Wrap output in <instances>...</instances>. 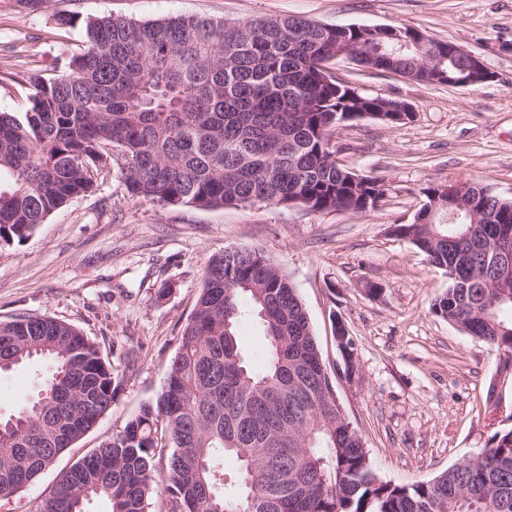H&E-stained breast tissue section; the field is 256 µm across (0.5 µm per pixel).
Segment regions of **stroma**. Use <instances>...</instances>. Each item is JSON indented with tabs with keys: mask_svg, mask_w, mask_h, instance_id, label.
Segmentation results:
<instances>
[{
	"mask_svg": "<svg viewBox=\"0 0 512 512\" xmlns=\"http://www.w3.org/2000/svg\"><path fill=\"white\" fill-rule=\"evenodd\" d=\"M199 15L241 22L296 15L324 25H401L479 56L487 81L427 85L351 61L333 73L361 94L410 103L413 121L364 118L332 137L343 167L381 179L366 210L314 212L257 203L203 209L133 197L113 156L95 192L74 199L23 242L0 247V320L49 315L76 326L119 376L111 410L0 512H36L78 458L154 402L211 256L260 247L293 279L336 399L362 434L380 478L427 480L485 448L512 425V380L499 356L431 311L442 270L393 225L409 224L424 188L472 179L512 199V0H0V112L30 106V74L58 75L80 51L88 20ZM377 284L370 297L365 283ZM341 317L356 349L346 371L333 336ZM42 362L0 376V413L36 392Z\"/></svg>",
	"mask_w": 512,
	"mask_h": 512,
	"instance_id": "35a3bbf8",
	"label": "stroma"
}]
</instances>
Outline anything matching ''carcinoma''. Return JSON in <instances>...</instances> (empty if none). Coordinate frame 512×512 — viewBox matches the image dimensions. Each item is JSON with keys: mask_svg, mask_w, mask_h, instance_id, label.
Returning a JSON list of instances; mask_svg holds the SVG:
<instances>
[{"mask_svg": "<svg viewBox=\"0 0 512 512\" xmlns=\"http://www.w3.org/2000/svg\"><path fill=\"white\" fill-rule=\"evenodd\" d=\"M62 74L29 76L26 112H0V246L27 239L73 199L96 190L116 150L133 197L199 208L273 205L333 211L376 205L374 189L338 164L331 138L344 119L388 105L325 76L322 58L350 49L360 63L450 85L468 62L451 42L400 49L385 32L335 31L278 17L243 29L205 17L135 21L102 16ZM447 184L424 189L422 223L393 233L452 271L431 311L494 349L512 378V278L497 243L512 239V200L461 182L467 209L448 222ZM212 256L193 315L152 404L79 458L38 512H512V428L481 453L426 481L394 485L372 469L362 435L339 413L291 277L266 252ZM263 327L267 360L252 364L238 334L241 301ZM33 360L52 371L36 395L0 417V504L10 501L90 432L112 407V364L73 325L50 316L0 324V376ZM71 404L60 409V393ZM238 464L225 483L224 460Z\"/></svg>", "mask_w": 512, "mask_h": 512, "instance_id": "carcinoma-1", "label": "carcinoma"}]
</instances>
